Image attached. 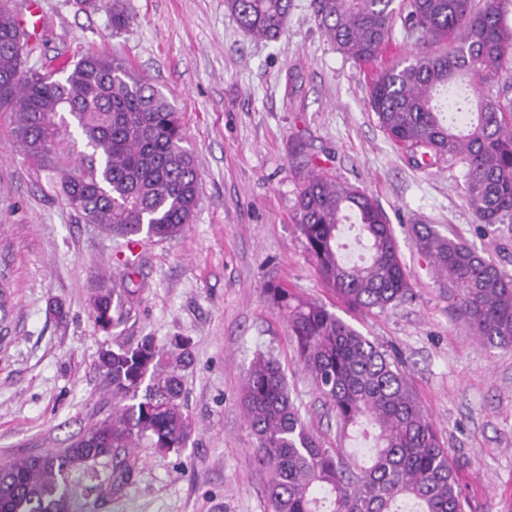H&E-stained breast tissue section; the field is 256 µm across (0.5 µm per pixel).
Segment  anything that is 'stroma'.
<instances>
[{"instance_id": "obj_1", "label": "stroma", "mask_w": 512, "mask_h": 512, "mask_svg": "<svg viewBox=\"0 0 512 512\" xmlns=\"http://www.w3.org/2000/svg\"><path fill=\"white\" fill-rule=\"evenodd\" d=\"M132 17L113 33L109 0H40L30 66H70L86 52L124 58L179 110L200 175L192 224L173 241H123L79 222L31 168L0 112V465L68 448L112 412L101 349L145 336L191 341L181 404L193 422L185 447L148 442L71 471V512H268L266 477L240 403L257 352L284 366L323 447L342 441L297 362L286 314L265 289L282 284L322 303L396 351L407 382L453 458L466 512H512V348L480 345L452 290L413 244L431 224L512 275V231L478 227L461 196L459 168L408 164L379 128L366 79L326 40L310 0H293L276 41L246 36L224 0H124ZM307 161H291L294 141ZM365 189L387 214L412 284L384 309L347 308L326 288L295 223L310 170ZM134 253L133 292L109 331L89 298ZM62 301L57 320L49 301ZM124 461L131 479L113 487Z\"/></svg>"}]
</instances>
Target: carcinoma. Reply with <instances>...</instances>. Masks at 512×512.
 Masks as SVG:
<instances>
[{"label":"carcinoma","instance_id":"1","mask_svg":"<svg viewBox=\"0 0 512 512\" xmlns=\"http://www.w3.org/2000/svg\"><path fill=\"white\" fill-rule=\"evenodd\" d=\"M293 0H224L249 36L275 41ZM315 21L336 50L369 71L368 105L388 138L417 168L444 160L462 169L475 223L512 224V0H312ZM13 0H0V111L14 113L20 153L44 173L78 218L126 243L180 237L200 203L199 177L180 113L130 64L99 52L69 69L27 66V38ZM131 23L112 0V30ZM400 30L415 52L377 65ZM86 151L64 152L70 127ZM355 217L360 261L342 253V226ZM295 221L326 285L354 309H384L407 299L411 283L384 210L365 190L312 172L296 200ZM414 244L455 289L457 310L484 345L512 347V275L429 224ZM269 300L287 313L298 361L353 432L367 460L324 448L296 405L282 365L254 357L240 402L266 475L270 512H464L456 468L398 361L314 301L273 284ZM116 290L95 287V326H114ZM190 342L171 348L144 336L103 349L98 369L112 385V415L61 454L0 465V512H60L69 472L92 458L147 440L183 448L193 424L180 399Z\"/></svg>","mask_w":512,"mask_h":512}]
</instances>
